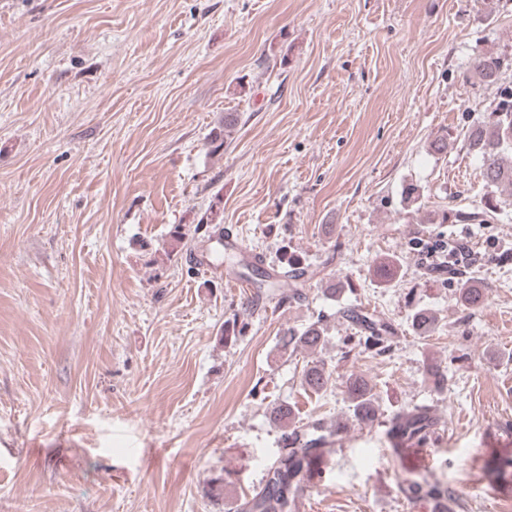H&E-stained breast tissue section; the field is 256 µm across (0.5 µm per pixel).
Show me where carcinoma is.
Wrapping results in <instances>:
<instances>
[{
    "mask_svg": "<svg viewBox=\"0 0 512 512\" xmlns=\"http://www.w3.org/2000/svg\"><path fill=\"white\" fill-rule=\"evenodd\" d=\"M502 62L499 54L483 53L472 64L474 75L480 82L497 86L487 115L477 119L467 135L468 149L480 158L479 176L487 188L481 200V210L448 208L430 216V222L481 224L496 218L503 211L501 195L512 190V87L499 85ZM239 121L240 113H224L219 126L209 134L207 144L210 152L217 153L232 142ZM279 267L278 277L288 282L289 290L286 292L260 268L253 265L251 271L257 294H265L268 300L282 305L303 296L301 286L308 265L284 248L279 257ZM458 301L466 307H480L484 302L483 288L469 282L463 284L458 289ZM344 313L360 328L363 333L361 340L366 348H375L382 353L391 349L392 331L388 324L354 308H347ZM436 322V315L427 308H418L412 315L413 328L421 334L433 330ZM325 341V330L319 322H312L301 329H290L282 336L283 346L310 354L320 352ZM331 380V372L319 360L306 364L302 373L305 388L317 394L326 392ZM345 388L352 420L364 426H372L379 421L375 394L368 381L351 375L345 381ZM271 418L281 430L279 445L282 450L267 469L261 486L254 490L249 499L233 506L232 512H296L298 500L308 487L310 457L317 453L326 454L332 437L344 429V426L338 425L336 429L326 431L317 423L309 431L297 424L293 408L286 404L273 408ZM437 425L438 419L432 406L419 405L392 417L386 425L385 436L393 446L399 439H417L424 435L426 429ZM402 493L408 500L448 498L447 487L427 479L406 481Z\"/></svg>",
    "mask_w": 512,
    "mask_h": 512,
    "instance_id": "cac0c4a2",
    "label": "carcinoma"
}]
</instances>
